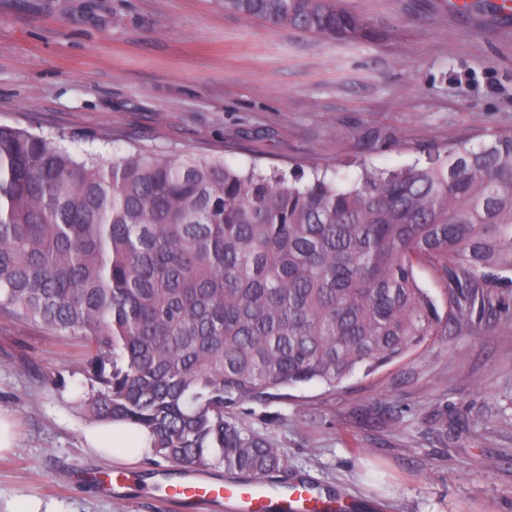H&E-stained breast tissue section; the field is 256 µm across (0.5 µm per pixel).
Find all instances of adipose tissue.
Wrapping results in <instances>:
<instances>
[{
  "instance_id": "1",
  "label": "adipose tissue",
  "mask_w": 512,
  "mask_h": 512,
  "mask_svg": "<svg viewBox=\"0 0 512 512\" xmlns=\"http://www.w3.org/2000/svg\"><path fill=\"white\" fill-rule=\"evenodd\" d=\"M87 448L108 459L132 463L153 453V437L145 427L126 421L93 424L83 432Z\"/></svg>"
}]
</instances>
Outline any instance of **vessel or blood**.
Masks as SVG:
<instances>
[{"label": "vessel or blood", "instance_id": "vessel-or-blood-1", "mask_svg": "<svg viewBox=\"0 0 512 512\" xmlns=\"http://www.w3.org/2000/svg\"><path fill=\"white\" fill-rule=\"evenodd\" d=\"M167 500L180 506H198L210 502L234 503L237 512H312L317 495L312 485L275 487L267 482H243L227 476L214 478L196 469L178 478H159Z\"/></svg>", "mask_w": 512, "mask_h": 512}]
</instances>
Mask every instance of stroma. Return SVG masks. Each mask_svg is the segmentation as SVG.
I'll return each mask as SVG.
<instances>
[{
    "label": "stroma",
    "mask_w": 512,
    "mask_h": 512,
    "mask_svg": "<svg viewBox=\"0 0 512 512\" xmlns=\"http://www.w3.org/2000/svg\"><path fill=\"white\" fill-rule=\"evenodd\" d=\"M376 33L338 42L225 12L220 0H0V125L63 132L104 161L134 147L233 168L318 166L339 183L454 141L512 130V11L500 0H347ZM83 343L0 313V512H177L141 482L120 492L89 452ZM293 473L350 512H512V317H475L336 387L242 405Z\"/></svg>",
    "instance_id": "1"
}]
</instances>
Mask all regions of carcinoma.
<instances>
[{
    "label": "carcinoma",
    "instance_id": "carcinoma-1",
    "mask_svg": "<svg viewBox=\"0 0 512 512\" xmlns=\"http://www.w3.org/2000/svg\"><path fill=\"white\" fill-rule=\"evenodd\" d=\"M223 3L342 42L374 36L344 0ZM67 139L0 125V311L80 337L88 415L146 427L167 462L289 483L237 407L463 333L512 288V131L364 167L345 187L317 168L142 149L105 163Z\"/></svg>",
    "mask_w": 512,
    "mask_h": 512
}]
</instances>
